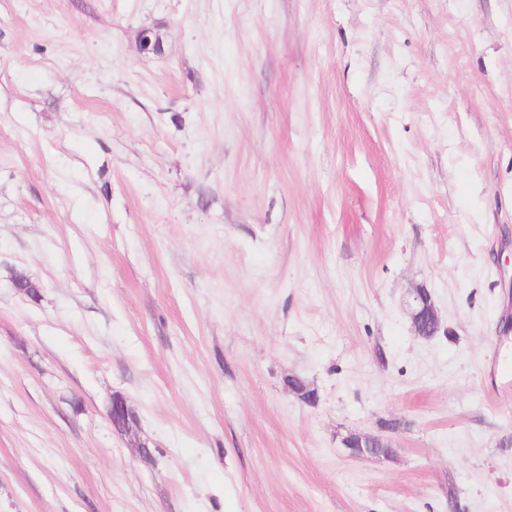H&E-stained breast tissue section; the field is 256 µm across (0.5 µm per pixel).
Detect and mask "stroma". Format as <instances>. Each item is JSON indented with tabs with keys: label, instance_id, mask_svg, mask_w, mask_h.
<instances>
[{
	"label": "stroma",
	"instance_id": "35a3bbf8",
	"mask_svg": "<svg viewBox=\"0 0 512 512\" xmlns=\"http://www.w3.org/2000/svg\"><path fill=\"white\" fill-rule=\"evenodd\" d=\"M511 271L512 0H0V512H512ZM411 318L417 336H434L439 328V318L431 294L425 288H417L410 303ZM109 417L116 430L125 433H131L133 431V412L129 408L126 400L121 396H114L112 398V407L109 412ZM353 458H393L397 448H393L391 440L372 434L358 433L350 435L344 442Z\"/></svg>",
	"mask_w": 512,
	"mask_h": 512
}]
</instances>
